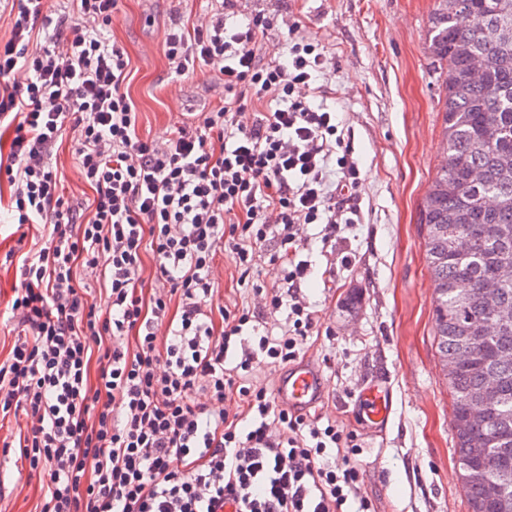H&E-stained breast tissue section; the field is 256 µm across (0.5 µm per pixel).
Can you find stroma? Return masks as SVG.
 I'll use <instances>...</instances> for the list:
<instances>
[{"label":"stroma","instance_id":"1","mask_svg":"<svg viewBox=\"0 0 512 512\" xmlns=\"http://www.w3.org/2000/svg\"><path fill=\"white\" fill-rule=\"evenodd\" d=\"M434 0H237L236 19L256 13L297 22L301 36L332 57L327 102L354 133L362 164V219L322 249L317 226L305 224L315 275L302 293L333 339L308 359L320 364L324 417L352 421L351 396L381 378L393 391L385 431L359 428L363 490L377 512H467L457 477L450 396L433 336V286L427 269L419 204L444 160L440 90L449 72L426 55ZM200 0H118L110 35L126 49V89L139 112L137 133L163 140L219 102L218 69L177 79L164 54L171 19L187 18ZM68 131L52 163L73 201L92 198L75 164ZM38 477L22 469L14 449L0 446V512H34Z\"/></svg>","mask_w":512,"mask_h":512}]
</instances>
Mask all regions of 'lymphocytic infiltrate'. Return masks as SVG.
Returning a JSON list of instances; mask_svg holds the SVG:
<instances>
[{
    "instance_id": "1",
    "label": "lymphocytic infiltrate",
    "mask_w": 512,
    "mask_h": 512,
    "mask_svg": "<svg viewBox=\"0 0 512 512\" xmlns=\"http://www.w3.org/2000/svg\"><path fill=\"white\" fill-rule=\"evenodd\" d=\"M116 6L16 0L0 41V124L14 133L0 174L17 224L42 239L16 264L0 421H25L11 445L42 481L35 512H375L356 429L288 409L257 375L321 334L301 294L300 225H319L329 245L360 221L359 161L325 101L324 46L207 0L169 24L165 56L178 77L217 66L224 101L143 141L124 90L130 59L108 36ZM70 124L94 192L85 220L51 162ZM146 250L147 299L136 292ZM223 251L246 297L216 307ZM90 272L106 306L89 298Z\"/></svg>"
}]
</instances>
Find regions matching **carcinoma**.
<instances>
[{"label":"carcinoma","mask_w":512,"mask_h":512,"mask_svg":"<svg viewBox=\"0 0 512 512\" xmlns=\"http://www.w3.org/2000/svg\"><path fill=\"white\" fill-rule=\"evenodd\" d=\"M427 53L444 86L447 160L419 205L432 280L434 342L451 398L450 427L468 512H512V325L479 337L482 294L498 282L512 309V0H434ZM484 75L471 76L474 57ZM479 171L483 182L470 174ZM466 235L458 253L452 241ZM498 394L479 395L489 378Z\"/></svg>","instance_id":"1"}]
</instances>
